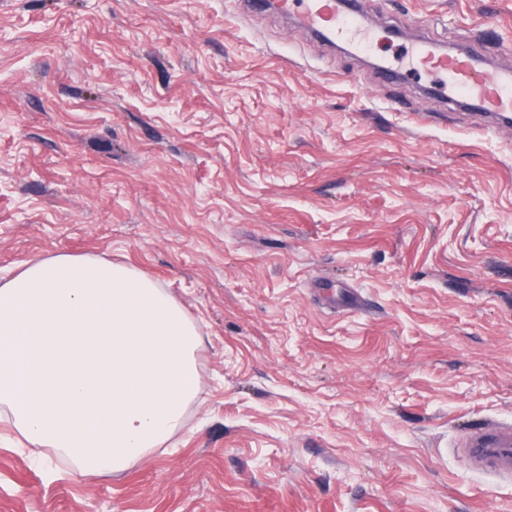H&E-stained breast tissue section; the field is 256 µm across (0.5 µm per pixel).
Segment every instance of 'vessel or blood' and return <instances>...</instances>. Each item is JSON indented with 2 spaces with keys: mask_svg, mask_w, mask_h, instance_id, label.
I'll return each mask as SVG.
<instances>
[{
  "mask_svg": "<svg viewBox=\"0 0 512 512\" xmlns=\"http://www.w3.org/2000/svg\"><path fill=\"white\" fill-rule=\"evenodd\" d=\"M304 23L330 39L358 35L360 13L340 7L338 0H308ZM418 65L443 75L435 95L441 102L479 108L512 123V74L498 70L466 53L436 54L426 47L415 51ZM466 456L479 469L499 475L512 474V425L488 422L470 432L462 442Z\"/></svg>",
  "mask_w": 512,
  "mask_h": 512,
  "instance_id": "b4317fda",
  "label": "vessel or blood"
}]
</instances>
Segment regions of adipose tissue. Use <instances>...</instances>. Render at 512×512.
I'll return each instance as SVG.
<instances>
[{
    "mask_svg": "<svg viewBox=\"0 0 512 512\" xmlns=\"http://www.w3.org/2000/svg\"><path fill=\"white\" fill-rule=\"evenodd\" d=\"M196 322L158 280L59 254L0 280V421L87 479L162 447L200 392Z\"/></svg>",
    "mask_w": 512,
    "mask_h": 512,
    "instance_id": "obj_1",
    "label": "adipose tissue"
}]
</instances>
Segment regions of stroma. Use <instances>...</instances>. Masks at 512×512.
Instances as JSON below:
<instances>
[{"label":"stroma","mask_w":512,"mask_h":512,"mask_svg":"<svg viewBox=\"0 0 512 512\" xmlns=\"http://www.w3.org/2000/svg\"><path fill=\"white\" fill-rule=\"evenodd\" d=\"M361 3L366 57L243 0H0V275L104 254L204 326L186 427L124 474L0 423V512H512L460 448L512 423V129L365 64L512 69V0Z\"/></svg>","instance_id":"1"}]
</instances>
